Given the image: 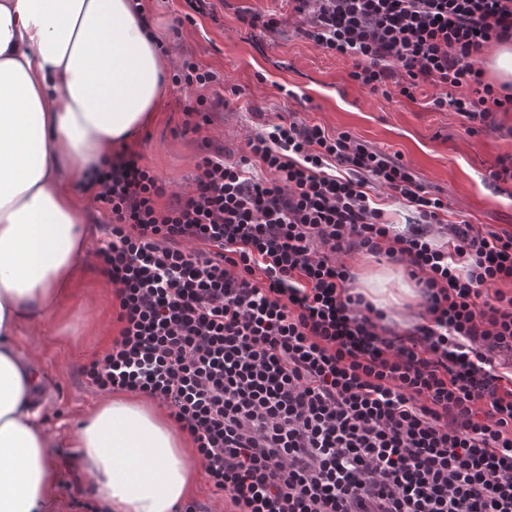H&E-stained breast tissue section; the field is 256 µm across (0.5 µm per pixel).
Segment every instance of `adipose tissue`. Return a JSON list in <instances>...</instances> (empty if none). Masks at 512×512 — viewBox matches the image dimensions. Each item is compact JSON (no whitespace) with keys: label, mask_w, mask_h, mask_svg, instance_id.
<instances>
[{"label":"adipose tissue","mask_w":512,"mask_h":512,"mask_svg":"<svg viewBox=\"0 0 512 512\" xmlns=\"http://www.w3.org/2000/svg\"><path fill=\"white\" fill-rule=\"evenodd\" d=\"M166 61L131 0H0V512H55L45 383L15 346L44 326L84 259L73 189L153 118ZM106 512H174L201 458L147 403L116 397L81 427Z\"/></svg>","instance_id":"ef3b65f1"}]
</instances>
